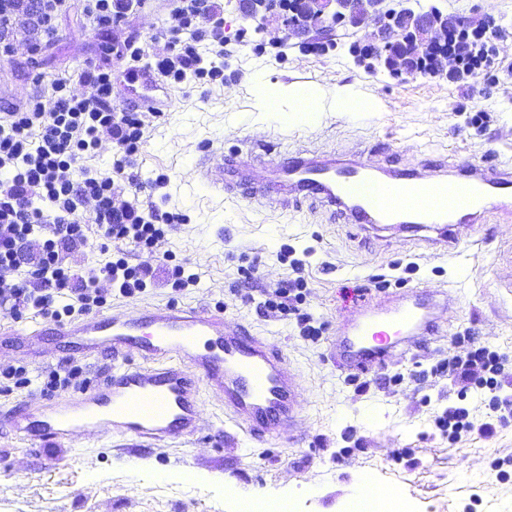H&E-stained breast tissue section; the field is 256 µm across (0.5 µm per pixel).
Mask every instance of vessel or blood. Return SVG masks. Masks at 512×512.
Segmentation results:
<instances>
[{"label":"vessel or blood","instance_id":"obj_1","mask_svg":"<svg viewBox=\"0 0 512 512\" xmlns=\"http://www.w3.org/2000/svg\"><path fill=\"white\" fill-rule=\"evenodd\" d=\"M244 163L226 162L219 188L266 206L326 207L347 224L387 228L435 226L431 248L462 244L470 225L485 214L512 213V164L469 167L448 175L445 164L420 172L380 171L335 155L302 150L272 164L264 186H253ZM454 298L429 301L418 292L363 306L341 322L330 350L348 371H368L396 349H421L439 326L436 308ZM32 336L66 339L74 351L112 359L103 388L56 402L33 414L19 405L0 414V429L37 444L79 437L111 427L113 434L154 441L196 432L200 387L224 402V416L249 438L266 442L292 426L304 389L288 355L246 326L228 331L222 312L155 305L139 317L94 316L77 323L44 324ZM143 364L130 366L132 357Z\"/></svg>","mask_w":512,"mask_h":512}]
</instances>
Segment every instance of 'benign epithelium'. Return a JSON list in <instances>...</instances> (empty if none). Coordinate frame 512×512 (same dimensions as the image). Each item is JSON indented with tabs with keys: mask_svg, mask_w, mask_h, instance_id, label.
Returning <instances> with one entry per match:
<instances>
[{
	"mask_svg": "<svg viewBox=\"0 0 512 512\" xmlns=\"http://www.w3.org/2000/svg\"><path fill=\"white\" fill-rule=\"evenodd\" d=\"M234 9L246 19L265 21L272 12L268 0H234ZM278 17L283 26L293 23L306 31L327 33L330 23L345 21L360 26L371 20L377 27L375 43L357 50L358 59L366 66L384 68L394 75L420 73L432 76L444 70L447 59L439 55L430 58L431 65L417 66L412 62L408 47L420 49L447 42L448 15L433 7L415 11L409 7L395 10L386 0H285Z\"/></svg>",
	"mask_w": 512,
	"mask_h": 512,
	"instance_id": "1",
	"label": "benign epithelium"
}]
</instances>
